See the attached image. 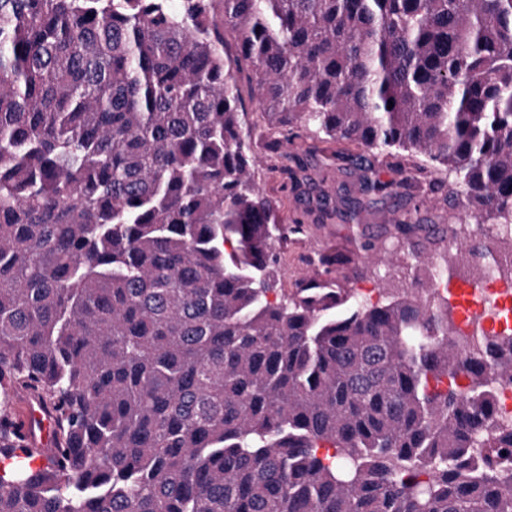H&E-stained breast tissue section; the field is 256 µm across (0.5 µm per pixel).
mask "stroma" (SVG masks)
<instances>
[{
    "mask_svg": "<svg viewBox=\"0 0 512 512\" xmlns=\"http://www.w3.org/2000/svg\"><path fill=\"white\" fill-rule=\"evenodd\" d=\"M288 152L302 159L306 172L299 181H288L285 174L275 172L262 176L264 190L279 198L278 219L280 223L291 224L302 220L304 231L281 242L279 250L285 262L279 278L282 289H291L294 282L305 275L309 255L322 251L346 249L358 256L359 267L351 276L349 286L353 289L375 282L382 288L384 297L408 294L412 280L408 253L429 254L438 260H445L443 245H430L419 237L408 240L376 237V244L397 250L401 260L397 264L376 266L362 252L361 239L355 238L345 215L348 199L357 198L364 202L365 209L359 216L360 223L377 227L385 223L390 214L411 215L418 224L454 225L458 234H467L468 229L460 224L459 217L466 209L465 197L451 201L436 199L421 205L417 214H409L407 198H392L384 201L372 200L361 180L357 155L354 147L330 140H313L306 135L293 136Z\"/></svg>",
    "mask_w": 512,
    "mask_h": 512,
    "instance_id": "obj_1",
    "label": "stroma"
}]
</instances>
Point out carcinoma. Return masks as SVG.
<instances>
[{"mask_svg":"<svg viewBox=\"0 0 512 512\" xmlns=\"http://www.w3.org/2000/svg\"><path fill=\"white\" fill-rule=\"evenodd\" d=\"M299 129L512 225V0H0V512H512V334L269 298ZM19 420L24 428L29 430L34 428L35 422L41 421L39 427V437L43 444H47L50 437V423L47 419H43L42 415L34 409L30 402H24L17 410Z\"/></svg>","mask_w":512,"mask_h":512,"instance_id":"cac0c4a2","label":"carcinoma"}]
</instances>
